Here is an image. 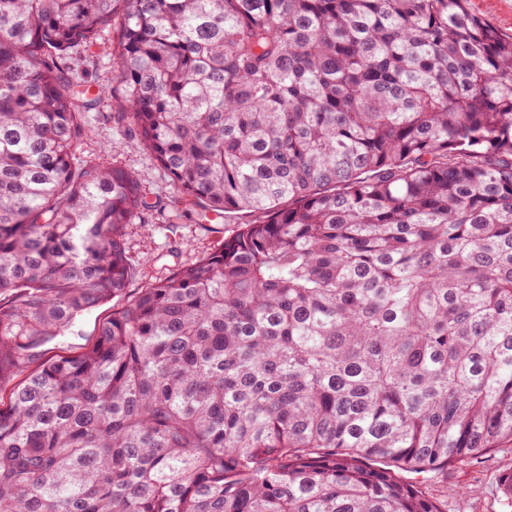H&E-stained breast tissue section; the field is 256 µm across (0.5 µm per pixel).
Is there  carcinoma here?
Instances as JSON below:
<instances>
[{"label":"carcinoma","mask_w":512,"mask_h":512,"mask_svg":"<svg viewBox=\"0 0 512 512\" xmlns=\"http://www.w3.org/2000/svg\"><path fill=\"white\" fill-rule=\"evenodd\" d=\"M119 28L112 86L69 59ZM130 121L243 213L125 294ZM0 512H442L405 477L512 443V36L469 0H0Z\"/></svg>","instance_id":"1"}]
</instances>
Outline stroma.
I'll return each mask as SVG.
<instances>
[{"label":"stroma","mask_w":512,"mask_h":512,"mask_svg":"<svg viewBox=\"0 0 512 512\" xmlns=\"http://www.w3.org/2000/svg\"><path fill=\"white\" fill-rule=\"evenodd\" d=\"M116 41V36L104 37L73 59V66L89 85H111L109 59ZM77 154L81 160L134 173L150 208L125 229L126 253L136 270L126 295L84 312L64 335L42 345L41 353L49 356L76 355L91 347L100 324L127 304L129 296L146 283L164 278L175 266L193 264L213 252L235 233L238 224L249 220L243 214L235 221H210L201 216L199 208L179 203L152 153L140 145L134 127L111 108L90 112ZM510 470L512 445L505 443L481 459L418 475L417 481L437 499L443 512H512V501L499 483L500 475Z\"/></svg>","instance_id":"obj_1"}]
</instances>
